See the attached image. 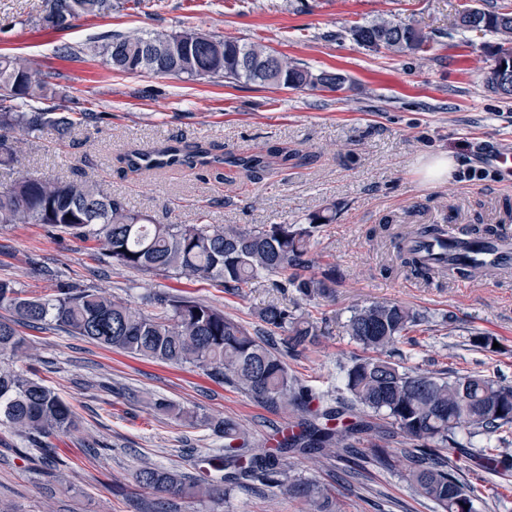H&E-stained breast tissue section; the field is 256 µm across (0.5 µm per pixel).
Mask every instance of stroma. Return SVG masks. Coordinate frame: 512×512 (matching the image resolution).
I'll list each match as a JSON object with an SVG mask.
<instances>
[{"instance_id": "obj_1", "label": "stroma", "mask_w": 512, "mask_h": 512, "mask_svg": "<svg viewBox=\"0 0 512 512\" xmlns=\"http://www.w3.org/2000/svg\"><path fill=\"white\" fill-rule=\"evenodd\" d=\"M112 12L84 17L65 30L33 21L43 0H0V54L19 56L52 74L56 101L90 113L70 138L46 130L21 138L20 173L88 178L157 224L208 223L253 228L303 224L310 214L331 215L313 253L336 267V298L296 301L265 278L242 294L196 282L190 291L226 316L258 327L257 311L270 302L298 305L322 320L318 346L287 357L289 369L327 402L344 396L340 363L360 355L345 322L353 305L374 300L408 304L429 321L397 346L403 366L429 371H481L512 384V278L479 276L467 287L440 281L411 286L403 268L385 270L387 246L376 231L391 224H438L446 216L471 229L512 225V176L491 162L512 153V97L491 92L483 72L491 63L492 35L453 27L464 0H114ZM393 14L430 38L426 51L392 55L359 45L352 29ZM193 27L244 43L268 46L313 72H339L342 90L280 89L221 79H189L110 68L93 45L109 34L174 33ZM198 144L214 154L247 156L274 150L258 177L221 170L130 172L133 150ZM455 153L452 180L426 178L435 156ZM485 172L482 181L469 172ZM0 278L27 292L62 283L105 289L146 307L147 297L177 283L161 275L114 269L94 241L49 231L39 224H0ZM497 339L500 352L471 347L473 332ZM30 358L41 377L73 405L79 428L58 442L67 461L54 480L17 450L24 439L0 426V502L16 512H151L156 495L139 488L143 465L219 479L209 464L224 441L206 427L157 412L164 398L201 416L239 421L254 447H275L298 414L269 408L200 370L154 363L60 331H33ZM368 432L351 442L363 458L350 469L342 459L313 464L300 453L284 457L283 479L327 487L338 512H436L406 480L405 465L378 466L380 435L390 447L407 440L386 421L359 413ZM102 449L86 455L84 442ZM176 512H310L295 494L254 481L232 486L223 500L177 501Z\"/></svg>"}]
</instances>
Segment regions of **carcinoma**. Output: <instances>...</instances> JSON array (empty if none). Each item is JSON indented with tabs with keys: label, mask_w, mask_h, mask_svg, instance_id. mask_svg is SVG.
Returning a JSON list of instances; mask_svg holds the SVG:
<instances>
[{
	"label": "carcinoma",
	"mask_w": 512,
	"mask_h": 512,
	"mask_svg": "<svg viewBox=\"0 0 512 512\" xmlns=\"http://www.w3.org/2000/svg\"><path fill=\"white\" fill-rule=\"evenodd\" d=\"M112 0H43L34 24L51 30L68 28L87 16L112 11ZM477 19L481 31L499 37L485 83L495 93L511 96L501 83V68L512 69V6L482 7L469 0L456 25L470 31ZM355 41L374 51L415 54L426 48L427 35L394 17H378L352 29ZM106 63L118 72H150L184 75L190 79H226L261 86L299 90L318 85L340 90V73H313L275 51L231 38L183 31L172 35L134 36L114 34L102 45ZM54 94L48 73L0 56V170L12 172L20 163L18 134L50 129L61 137L72 135L88 121V114L72 116L65 109L42 108L35 102ZM33 102L29 108L23 104ZM170 163L193 167L207 163L211 152L199 145L162 152ZM134 172L164 165L149 152L127 155ZM44 224L74 238L95 239L112 267L173 280L208 281L214 286L241 290L268 276L280 277V287L291 288L300 300L331 298L336 288V268L316 265L312 249L331 217L309 216L306 224H265L245 230L234 224H151L147 216L127 207L99 185L57 175L52 178L21 176L0 183V224ZM410 231L391 232L394 260L412 274L431 279L452 263L463 275L484 274L476 263H462L444 254L431 261L400 241ZM151 310L111 299L101 288L59 285L43 296H26L10 280L0 279V426L23 437L24 456L38 454L57 466L53 440L70 435L78 421L73 406L44 383L31 366L21 370L13 359L28 349L21 331L53 327L71 336H82L97 345L155 362L189 365L218 383H230L257 403L288 407L306 418L300 430L285 434L274 449L248 447L247 430L230 418L198 419V415L171 403L158 406L176 419L197 422L224 439L223 454L213 467L225 471L224 480L241 484L261 479L277 482L280 455L291 451L329 456L351 452L349 438L360 426L350 420L354 412L383 416L414 447L396 454L377 449L383 466L410 462L407 478L414 490L442 512H477L476 486L464 478L461 459L477 462L478 470L492 476L512 470V458L499 448L479 451L477 456L460 447L457 436L468 439L491 436L512 428V385L469 372L446 375L406 368L391 360L394 347L428 317L414 307L391 301H372L350 310L345 329L351 342L371 352L354 357L342 366L344 386L350 398L334 407L314 405L317 397L291 374L287 355H298L319 342L318 322L280 303H269L257 312L262 327L254 332L224 315V310L186 291L155 293ZM448 450L443 455L440 449ZM136 483L159 495L153 512H170L175 499L224 497V487L213 480L197 479L178 471L144 466ZM303 493L327 512L332 500L316 482Z\"/></svg>",
	"instance_id": "cac0c4a2"
}]
</instances>
